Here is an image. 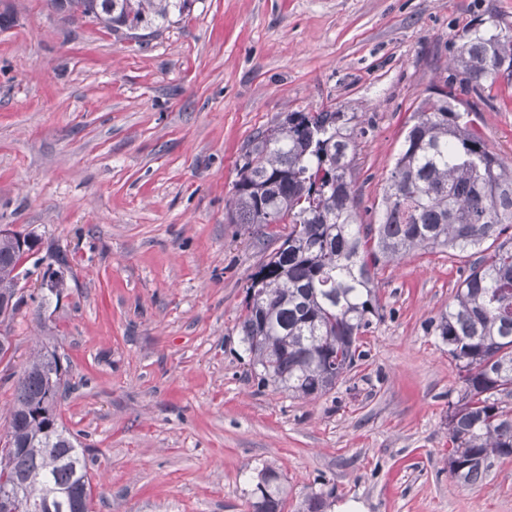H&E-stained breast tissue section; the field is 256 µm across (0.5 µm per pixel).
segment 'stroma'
<instances>
[{
    "mask_svg": "<svg viewBox=\"0 0 512 512\" xmlns=\"http://www.w3.org/2000/svg\"><path fill=\"white\" fill-rule=\"evenodd\" d=\"M512 0H190L160 31L110 32L47 0H0V225L57 252L8 329L0 434L34 343L64 368L58 413L87 451L91 512H249L263 467L284 512H512V460L475 486L448 472V411L463 387L428 322L452 303L465 254L417 251L379 268L383 318L365 360L325 395L259 385L239 333L246 287L277 248L226 204L249 139L294 110L355 116L354 188L376 223L402 130L453 72L479 18ZM512 163V77L459 93Z\"/></svg>",
    "mask_w": 512,
    "mask_h": 512,
    "instance_id": "1",
    "label": "stroma"
}]
</instances>
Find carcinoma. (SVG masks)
Instances as JSON below:
<instances>
[{
    "mask_svg": "<svg viewBox=\"0 0 512 512\" xmlns=\"http://www.w3.org/2000/svg\"><path fill=\"white\" fill-rule=\"evenodd\" d=\"M188 0H54L59 10L108 30L161 27ZM462 84L479 98L497 75L512 76V34L489 17L455 43ZM454 82L425 97L406 129L376 224L361 218L353 185L356 135L345 112L286 113L245 148L228 208L249 235L286 224L246 288L241 342L260 382L294 398L331 391L367 357L362 337L383 317L379 265L415 250L478 256L452 304L429 320L463 375L448 417L450 475L483 481L491 460L512 458V165L490 152L480 129L456 110ZM27 257L18 239L0 237V293L13 294ZM62 366L56 351L34 350L16 380L0 436V494L16 512H90L91 479L83 449L59 421ZM281 475L259 472L253 512H283ZM327 495L307 496L302 512H325Z\"/></svg>",
    "mask_w": 512,
    "mask_h": 512,
    "instance_id": "cac0c4a2",
    "label": "carcinoma"
}]
</instances>
